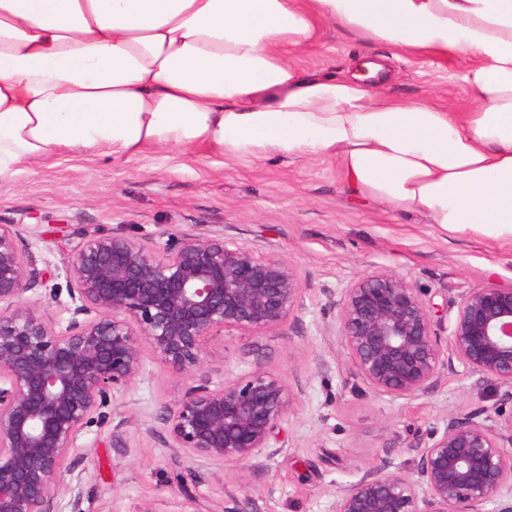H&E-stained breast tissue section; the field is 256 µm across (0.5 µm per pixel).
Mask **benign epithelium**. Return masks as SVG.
<instances>
[{
    "label": "benign epithelium",
    "mask_w": 512,
    "mask_h": 512,
    "mask_svg": "<svg viewBox=\"0 0 512 512\" xmlns=\"http://www.w3.org/2000/svg\"><path fill=\"white\" fill-rule=\"evenodd\" d=\"M47 274L1 224L0 512H56L70 448L137 378L146 345L190 380L164 418L166 447L234 465L279 452L294 395L260 369L213 385L207 341L283 327L303 292L288 262L221 235L173 234L159 251L122 235L90 238L66 267L74 307L63 331L32 296ZM454 307L443 342L448 303L391 271L363 275L337 304L346 358L392 398L425 393L454 357L512 400V288L473 289ZM486 413L451 418L411 446L410 474L382 460L343 491L336 512H480L494 500L512 512V416L493 430Z\"/></svg>",
    "instance_id": "obj_1"
}]
</instances>
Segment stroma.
I'll use <instances>...</instances> for the list:
<instances>
[{"instance_id": "1", "label": "stroma", "mask_w": 512, "mask_h": 512, "mask_svg": "<svg viewBox=\"0 0 512 512\" xmlns=\"http://www.w3.org/2000/svg\"><path fill=\"white\" fill-rule=\"evenodd\" d=\"M283 55L336 75L365 60L382 63L393 97L472 106L461 60L399 52L329 23L318 43ZM0 224L17 230L20 248L62 287L83 242L112 233L151 250L172 234L220 233L257 255L285 259L303 287L281 329L208 341L214 383L261 369L293 392L280 452L238 467L165 448L164 408L186 381L147 348L110 417L85 428L66 458L59 512H69L67 488L76 483L83 512H336L338 495L381 459L413 471L414 441L443 430L449 417L512 411L503 388L458 362L412 399L374 392L348 363L334 308L348 284L390 270L437 304L469 289L509 288L512 243L354 201L336 158L228 159L204 147L131 157L65 152L0 177Z\"/></svg>"}]
</instances>
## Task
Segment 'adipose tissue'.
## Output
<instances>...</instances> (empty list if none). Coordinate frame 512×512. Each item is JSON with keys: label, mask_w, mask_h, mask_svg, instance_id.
I'll return each mask as SVG.
<instances>
[{"label": "adipose tissue", "mask_w": 512, "mask_h": 512, "mask_svg": "<svg viewBox=\"0 0 512 512\" xmlns=\"http://www.w3.org/2000/svg\"><path fill=\"white\" fill-rule=\"evenodd\" d=\"M327 22L462 60L473 108L280 54ZM162 145L330 155L354 195L512 242V0H0V176Z\"/></svg>", "instance_id": "obj_1"}]
</instances>
